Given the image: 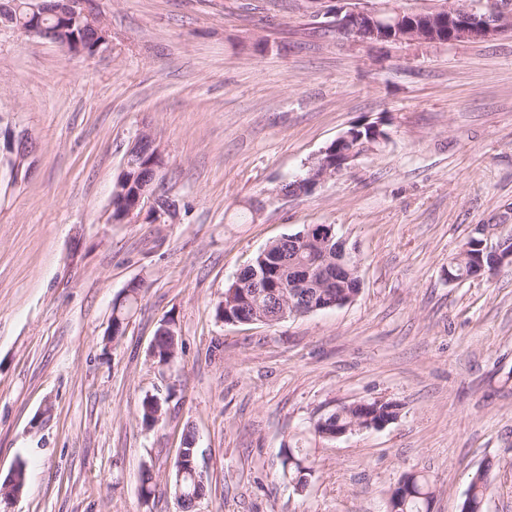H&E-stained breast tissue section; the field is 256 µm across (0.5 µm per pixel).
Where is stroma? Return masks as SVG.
<instances>
[{"instance_id": "35a3bbf8", "label": "stroma", "mask_w": 512, "mask_h": 512, "mask_svg": "<svg viewBox=\"0 0 512 512\" xmlns=\"http://www.w3.org/2000/svg\"><path fill=\"white\" fill-rule=\"evenodd\" d=\"M96 7L112 39L90 58L0 28V127L36 143L26 178L0 172V479L27 466L0 512H178L189 430L207 477L196 512H385L412 471L434 484L432 512H461L483 468L485 512H512V266L448 279L472 225L512 230V31L373 45L320 25L307 0ZM380 120L386 145L282 193L350 127ZM146 125L178 220L109 223ZM309 224L354 249L355 300L273 326L218 320L225 286ZM134 281L138 305L107 341ZM170 320L168 369L150 348ZM152 395L166 404L149 427L138 409ZM377 399L399 406L384 428L315 435L322 415ZM291 442L313 463L301 491L281 476Z\"/></svg>"}]
</instances>
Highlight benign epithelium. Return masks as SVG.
Segmentation results:
<instances>
[{
  "mask_svg": "<svg viewBox=\"0 0 512 512\" xmlns=\"http://www.w3.org/2000/svg\"><path fill=\"white\" fill-rule=\"evenodd\" d=\"M344 6L334 12L331 26L347 35H352L362 43L397 44L410 42L432 41L441 44H455L470 40L494 38L505 31L512 30V0H442L441 5L424 10H408L389 7L388 0H342ZM25 16L20 20H4L0 27H12L26 36L39 37L63 48L70 57H80L82 53L71 49L65 29L47 25L45 17H72L83 23L94 38L98 39V47L110 43V32L100 12L94 6V0H58L48 4L46 0H26ZM357 134L346 131L332 141V146L343 149V162L336 165L334 174L346 169V164L353 163L367 151L374 149L376 144H384L387 139L376 136L369 137V143L360 145ZM330 146V147H332ZM325 147L320 154L330 152ZM34 139L26 130L8 131L5 146L0 147V157L10 160L9 171L14 179H19L22 170L28 169L27 162L33 156ZM152 149L159 161H164L161 147L156 135L149 131H141L127 149L122 164V171L111 194L109 209L119 206L127 207L117 223H131L136 212L149 209V215L156 224H171L177 218V205L169 197L159 193L156 178L147 177L139 184L135 194L126 198L128 188L124 187L123 176L128 169L137 166L143 158L145 150ZM328 161L320 164L310 162L302 175L297 177L298 184L310 191L330 176ZM499 226L494 224H477L472 234L481 237L479 249L485 253L501 256V247L487 246V240ZM334 225L321 224L306 227L304 231L293 237L295 246L302 251H312L314 246L328 242L333 235ZM358 268V260L344 252L336 259V265H330L325 254H320L312 267H303L292 272L288 278L277 282L281 299L288 305L302 307L307 301L303 288L307 287L311 274H316L318 281L324 285L341 287L340 279Z\"/></svg>",
  "mask_w": 512,
  "mask_h": 512,
  "instance_id": "1",
  "label": "benign epithelium"
}]
</instances>
